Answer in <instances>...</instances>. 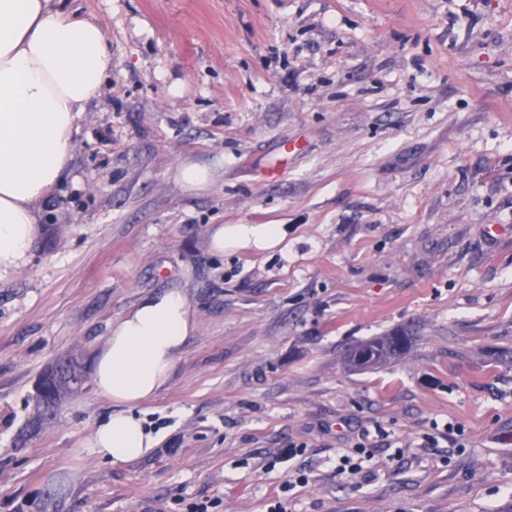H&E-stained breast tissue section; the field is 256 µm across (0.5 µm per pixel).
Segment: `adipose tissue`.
Returning a JSON list of instances; mask_svg holds the SVG:
<instances>
[{"label": "adipose tissue", "instance_id": "adipose-tissue-1", "mask_svg": "<svg viewBox=\"0 0 512 512\" xmlns=\"http://www.w3.org/2000/svg\"><path fill=\"white\" fill-rule=\"evenodd\" d=\"M111 74L112 49L96 19L74 15L63 0H0V273L29 255L38 214L72 155L76 122ZM282 239L277 224H219L210 248L265 252ZM196 329L177 292L146 297L113 324L92 371L113 406L86 441L95 454L131 463L155 448L136 409L166 384Z\"/></svg>", "mask_w": 512, "mask_h": 512}]
</instances>
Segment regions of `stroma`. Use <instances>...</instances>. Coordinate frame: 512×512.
Instances as JSON below:
<instances>
[{
    "mask_svg": "<svg viewBox=\"0 0 512 512\" xmlns=\"http://www.w3.org/2000/svg\"><path fill=\"white\" fill-rule=\"evenodd\" d=\"M71 7L112 76L0 275V512H512V0ZM218 224L284 238L220 255ZM166 291L197 330L141 407L157 447L112 463L84 446L112 412L93 358ZM65 359L85 381L36 419ZM363 439L371 468L339 474ZM405 346L402 336L378 338L361 345L354 353L352 361L360 367L381 364L386 359L401 351Z\"/></svg>",
    "mask_w": 512,
    "mask_h": 512,
    "instance_id": "35a3bbf8",
    "label": "stroma"
}]
</instances>
